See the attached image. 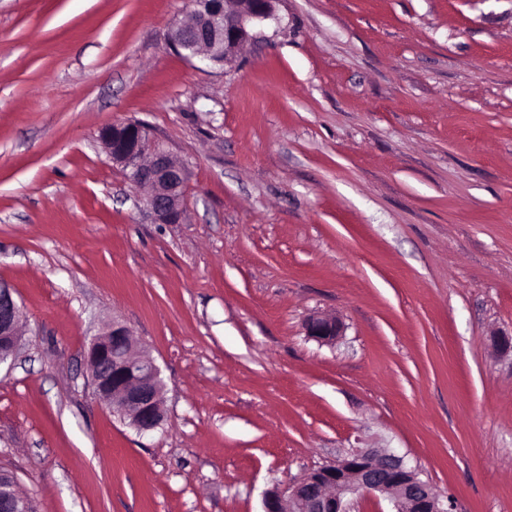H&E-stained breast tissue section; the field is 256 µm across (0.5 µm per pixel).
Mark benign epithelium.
<instances>
[{
    "mask_svg": "<svg viewBox=\"0 0 512 512\" xmlns=\"http://www.w3.org/2000/svg\"><path fill=\"white\" fill-rule=\"evenodd\" d=\"M276 0H195L193 9L169 29L167 41L180 55L212 68L235 61L257 24L274 17ZM99 139L130 183L147 189L145 210L156 224H179L185 217L188 169L152 131L138 122L100 130ZM21 309L10 288L0 283V365L21 347ZM331 315L308 319L306 332L325 344L343 333ZM98 397L138 433L160 428L165 419L164 383L152 354L135 345L130 329L118 322L92 339L87 353ZM381 496L393 512H447L439 495L420 478L407 456L389 448H353L343 457L310 470L296 481L266 492L264 512H355V502ZM0 512H29V500L15 479L0 472Z\"/></svg>",
    "mask_w": 512,
    "mask_h": 512,
    "instance_id": "obj_1",
    "label": "benign epithelium"
}]
</instances>
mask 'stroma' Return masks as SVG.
<instances>
[{
	"label": "stroma",
	"instance_id": "35a3bbf8",
	"mask_svg": "<svg viewBox=\"0 0 512 512\" xmlns=\"http://www.w3.org/2000/svg\"><path fill=\"white\" fill-rule=\"evenodd\" d=\"M191 8L0 0V470L37 512H263L390 448L512 512V0H276L224 69L169 47ZM127 121L186 163L183 223L108 159ZM115 320L161 370L149 434L91 383ZM21 309L10 288L0 283V366L15 360L21 347ZM343 323L336 316L315 315L308 319L306 332L308 336L325 344H333L343 333Z\"/></svg>",
	"mask_w": 512,
	"mask_h": 512
}]
</instances>
